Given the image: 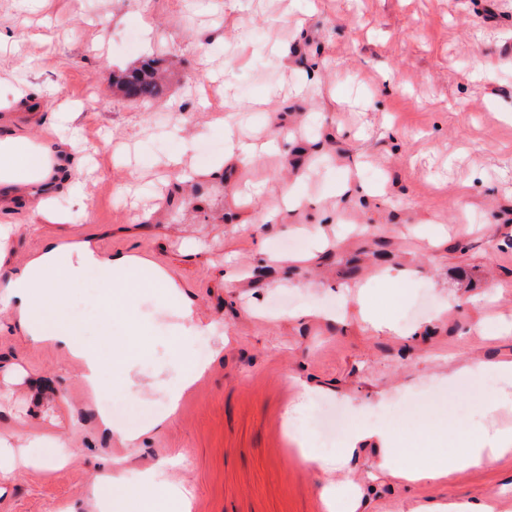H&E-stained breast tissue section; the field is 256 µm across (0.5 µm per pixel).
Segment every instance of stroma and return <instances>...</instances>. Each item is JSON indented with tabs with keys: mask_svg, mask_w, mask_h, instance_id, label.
Returning a JSON list of instances; mask_svg holds the SVG:
<instances>
[{
	"mask_svg": "<svg viewBox=\"0 0 512 512\" xmlns=\"http://www.w3.org/2000/svg\"><path fill=\"white\" fill-rule=\"evenodd\" d=\"M148 57L174 66L164 97L143 106L117 95L112 76ZM27 85L61 93L0 110V134L45 138L49 112L75 121L87 198L58 196L71 223L18 235L10 269L88 236L106 254L149 259L212 325L189 353L215 359L171 419L119 450L97 425L107 399L123 402L130 429L155 418L156 402L132 398L117 377L89 396L64 348L0 330V365L33 377L16 385L20 415H1L0 434L36 431L75 450L58 470L0 479V512H87L103 458L118 453L134 471L180 459L168 476L191 491V512H324V476L283 425L293 376L327 387L325 412L340 422L354 401L398 390L383 421L406 457L415 426L428 424L429 447H449L489 396L480 377L430 376L512 354V0H0V97ZM228 119L259 143L280 135L277 152L255 165L224 160ZM180 152L195 179L160 184V162ZM347 179L372 196L337 199ZM289 182L308 204L262 223ZM316 223L332 245L305 243L310 261L254 256L260 238L292 255L291 225ZM224 266L249 276L226 287ZM398 267L414 277L386 285L380 272ZM360 292L410 337L373 331ZM313 303L337 306L335 320L284 319ZM39 396L55 419L40 415ZM490 497L512 504V455L436 484L381 481L369 509Z\"/></svg>",
	"mask_w": 512,
	"mask_h": 512,
	"instance_id": "1",
	"label": "stroma"
}]
</instances>
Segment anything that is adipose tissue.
<instances>
[{"label": "adipose tissue", "instance_id": "1", "mask_svg": "<svg viewBox=\"0 0 512 512\" xmlns=\"http://www.w3.org/2000/svg\"><path fill=\"white\" fill-rule=\"evenodd\" d=\"M80 152L78 131L73 127L51 144L15 133L0 136V191L22 198L31 186L41 188L31 206L33 222L26 225V232H34L39 223H68V214L53 206L54 194L63 184L74 201L83 200L80 181L62 178ZM143 264V259L137 257H113L102 252L91 237L54 244L32 254L22 271L8 276L0 288V313L32 341H50L66 348L80 361L82 378L93 388H101L106 372L115 370L123 373L127 389L133 395L161 394L164 400L161 416L166 419L177 410L185 390L207 371L206 364L192 361L179 351L184 339L203 333L205 327L193 306L183 301L176 279L161 269L152 279H145L140 274ZM91 269L98 270L103 277V292L94 300L101 313L99 337L94 342L77 336L74 328H60L65 303L51 277L52 271L60 270L77 283ZM148 289L179 302L178 307L163 306L156 311L159 318L172 322L169 347L178 354L181 373L175 384L165 382L159 373L147 372L140 363L146 348L139 335L137 299ZM116 320L127 324L125 335H113L111 325ZM107 345L112 348L108 357L103 354ZM485 373L496 374L501 386L492 397L482 401L479 420L461 429L459 449L444 456L430 451L423 453L410 466L404 465L399 457L394 433L378 419L384 411L380 402L366 408L367 413L373 414V422L350 428L336 453L323 455L309 437L298 431L301 417L317 391L308 381L297 379L299 394L286 405L284 420L289 433L295 436L303 461L329 476L322 487L329 512H334L337 498L347 493L353 496L352 508H359L362 478L350 462L369 448L377 453V471L407 483H435L449 472L476 465L491 467L512 454V429L500 426L495 420L499 411L512 412V361L472 360L453 369L450 376L461 380ZM65 461L63 452L47 447L42 434H28L15 444L0 437V475H12L31 465L55 470ZM168 499L183 505L188 502L186 491L171 484L163 470L133 473L125 467L123 458L116 457L94 485L91 509L92 512H127V505L132 502L136 512H155L157 505Z\"/></svg>", "mask_w": 512, "mask_h": 512}]
</instances>
